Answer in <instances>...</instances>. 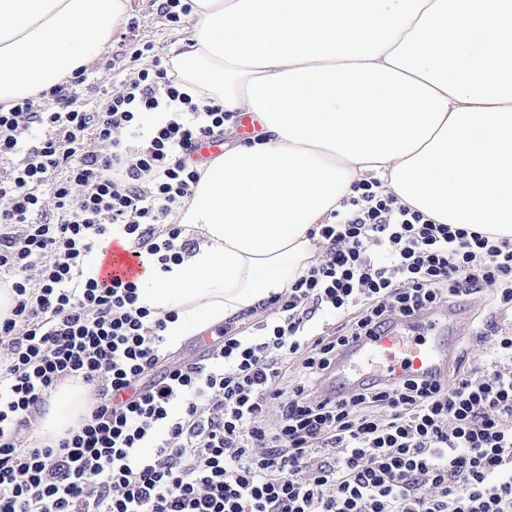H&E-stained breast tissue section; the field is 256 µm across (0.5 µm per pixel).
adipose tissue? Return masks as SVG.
<instances>
[{
	"instance_id": "1",
	"label": "adipose tissue",
	"mask_w": 512,
	"mask_h": 512,
	"mask_svg": "<svg viewBox=\"0 0 512 512\" xmlns=\"http://www.w3.org/2000/svg\"><path fill=\"white\" fill-rule=\"evenodd\" d=\"M128 4L0 0V107L99 58ZM169 66L193 101L260 125L180 209L197 250L167 272L142 257L140 301L169 340L291 288L319 251L310 230L359 182L436 223L512 236V0H193ZM87 396L62 384L42 431L62 433Z\"/></svg>"
}]
</instances>
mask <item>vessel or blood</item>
<instances>
[{
	"mask_svg": "<svg viewBox=\"0 0 512 512\" xmlns=\"http://www.w3.org/2000/svg\"><path fill=\"white\" fill-rule=\"evenodd\" d=\"M142 271L140 259L128 248L111 244L100 264L101 282L112 279H137ZM429 335L409 337V324L397 323L382 335L367 336L352 343L340 364L337 382L354 387L366 375L379 378H418L434 376L449 363L451 347L446 340L447 319L429 320Z\"/></svg>",
	"mask_w": 512,
	"mask_h": 512,
	"instance_id": "obj_1",
	"label": "vessel or blood"
}]
</instances>
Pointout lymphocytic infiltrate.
I'll use <instances>...</instances> for the list:
<instances>
[{
	"instance_id": "obj_1",
	"label": "lymphocytic infiltrate",
	"mask_w": 512,
	"mask_h": 512,
	"mask_svg": "<svg viewBox=\"0 0 512 512\" xmlns=\"http://www.w3.org/2000/svg\"><path fill=\"white\" fill-rule=\"evenodd\" d=\"M151 67L80 102L87 80L0 112V512H512V328L471 332L432 381L364 379L327 395L353 341L492 290L512 312V237L450 224L359 185L321 253L284 293L225 321L195 358L164 346L136 282L99 281L112 238L161 266L198 246L172 216L224 136L223 104L193 103L153 44ZM159 119L144 125L146 114ZM344 323L310 334L319 311ZM91 393L62 436L38 437L65 381Z\"/></svg>"
}]
</instances>
